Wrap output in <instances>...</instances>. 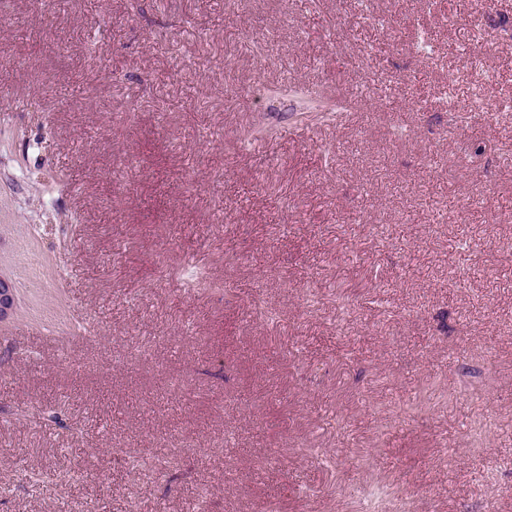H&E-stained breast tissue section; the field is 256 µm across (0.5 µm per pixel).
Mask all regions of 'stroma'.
Returning <instances> with one entry per match:
<instances>
[{"instance_id": "stroma-1", "label": "stroma", "mask_w": 512, "mask_h": 512, "mask_svg": "<svg viewBox=\"0 0 512 512\" xmlns=\"http://www.w3.org/2000/svg\"><path fill=\"white\" fill-rule=\"evenodd\" d=\"M0 275V512H512V0H0ZM16 290L11 281L0 277V322L8 320L16 310Z\"/></svg>"}]
</instances>
